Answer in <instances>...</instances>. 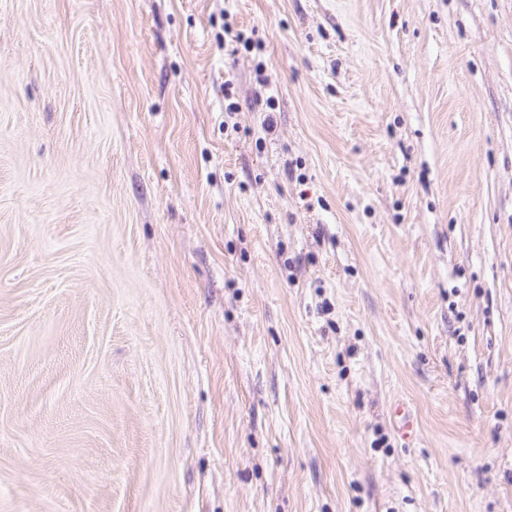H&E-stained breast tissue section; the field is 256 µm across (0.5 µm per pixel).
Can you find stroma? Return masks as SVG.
Listing matches in <instances>:
<instances>
[{
    "mask_svg": "<svg viewBox=\"0 0 512 512\" xmlns=\"http://www.w3.org/2000/svg\"><path fill=\"white\" fill-rule=\"evenodd\" d=\"M0 512H512V0H0Z\"/></svg>",
    "mask_w": 512,
    "mask_h": 512,
    "instance_id": "obj_1",
    "label": "stroma"
}]
</instances>
